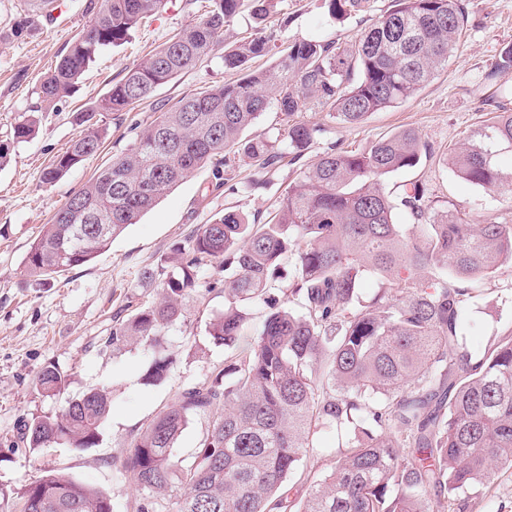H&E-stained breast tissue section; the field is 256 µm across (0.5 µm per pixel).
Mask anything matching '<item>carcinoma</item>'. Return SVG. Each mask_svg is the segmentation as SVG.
<instances>
[{
    "label": "carcinoma",
    "instance_id": "carcinoma-1",
    "mask_svg": "<svg viewBox=\"0 0 512 512\" xmlns=\"http://www.w3.org/2000/svg\"><path fill=\"white\" fill-rule=\"evenodd\" d=\"M24 15L1 37L32 26L31 16L52 0H27ZM269 0H208L203 18L174 34L98 101L103 112H125L192 67L243 8L259 19ZM336 18L358 12L365 0H326ZM165 0H101L94 18L72 42L53 73L39 85L37 111L48 112L69 95L106 47L122 43ZM468 15L461 0H396L351 48L296 39L278 49L280 32L259 31L224 54V69L242 76L188 94L139 129L131 147L99 169L45 225L25 257L26 271L47 281L90 262L179 182L227 151L266 169L281 158L273 141L301 155L322 132L304 122L287 124L275 138H242L270 104L290 118L311 106L339 123L357 125L369 114L416 95L458 49ZM277 56L264 71L249 60ZM359 79L352 81L353 71ZM85 127L43 170L53 183L90 156L104 129ZM39 118L30 114L12 128V139L33 137ZM425 143L411 129L382 137L362 151L329 148L290 183L278 213L259 224L227 211L199 225L156 267L139 273V286L159 291L112 326V349L156 347L181 316L179 300L200 287L199 268L219 262L224 312L210 335L235 351L226 372L186 389L134 437L122 460L149 502L136 512H466L468 499L498 469H512V337L489 339L475 357L461 326L474 295L469 284L512 263V224H475L453 203L441 210L417 183L399 200L384 187L391 173L416 166ZM512 152V112H499L466 142L448 150L447 163L473 185L509 189L512 174L499 157ZM414 219L394 221L397 206ZM291 263L288 301L266 296L272 280ZM383 288L362 297L364 281ZM301 300L295 311L289 299ZM269 312L253 343L241 349L248 323L245 304ZM173 364L160 356L145 379L163 382ZM66 375L49 364L35 390L51 398ZM110 409L107 394L91 389L55 414L24 424L32 452L55 444L75 450L99 443ZM212 417L200 451L189 464L172 448L190 417ZM357 425L358 433L330 474L309 485L302 502L278 491L295 475L310 447L312 427ZM400 448L410 449L402 456ZM436 502H431L428 493ZM14 512H112L105 493L61 474L26 485Z\"/></svg>",
    "mask_w": 512,
    "mask_h": 512
}]
</instances>
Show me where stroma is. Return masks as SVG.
<instances>
[{"label":"stroma","instance_id":"obj_1","mask_svg":"<svg viewBox=\"0 0 512 512\" xmlns=\"http://www.w3.org/2000/svg\"><path fill=\"white\" fill-rule=\"evenodd\" d=\"M90 2L54 0L36 29L0 41V144L8 148L0 163V499L15 501L25 485L57 472L106 493L112 512H132L139 494L120 469L132 439L187 388L211 379L232 359L231 350L210 335L211 322L224 311V273L213 262L201 266V288L184 299L178 324L162 340L175 357L170 374L162 383H146L144 374L155 349L137 345L116 350L110 343L113 317L127 319L129 305L149 297L148 289L138 285L140 270L156 265L215 214L239 211L268 221L288 185L329 147L359 150L402 129L416 131L428 151L416 167L387 177L388 191L400 194L404 184L415 181L423 184L435 206L455 204L481 223L496 217L511 220L512 191L464 182L445 158L449 148L489 123L500 107L512 108V71H494L501 48L512 44V0H463L468 23L457 54L414 97L372 113L358 125L339 124L317 107L299 113V121L323 129L299 158L283 154L262 171L254 162L229 160L224 169L233 188L218 196L207 191L213 179L210 168L200 169L129 226L108 251L39 285L27 273L24 258L54 212L130 147L136 127L158 117V103L172 104L236 80V73L224 68V53L255 33L257 26L249 14H242L196 65L159 86L150 99L117 114L96 111L97 101L127 70L199 21L206 10V0H167L127 43L96 56L72 96L39 114L33 139L13 143L12 128L34 111L42 78L92 20ZM393 6L394 0H368L364 12L336 19L325 0H276L265 24L280 29L285 42L305 38L347 47ZM490 73L495 76L491 82L486 79ZM89 109L105 131L101 149L59 181L44 183L43 169L66 151L80 130L79 113ZM256 173L262 185H252ZM475 288V304L465 314L462 334L478 353L490 337L512 334V265H502ZM49 364L59 366L68 380L60 395L44 398L34 381ZM95 388L105 390L111 400L98 446L77 451L58 445L33 453L21 442V429L33 416L57 413L69 399ZM309 440L312 447L301 469L320 479L334 467L345 432L319 426ZM468 512H512V470L497 471L471 499Z\"/></svg>","mask_w":512,"mask_h":512}]
</instances>
